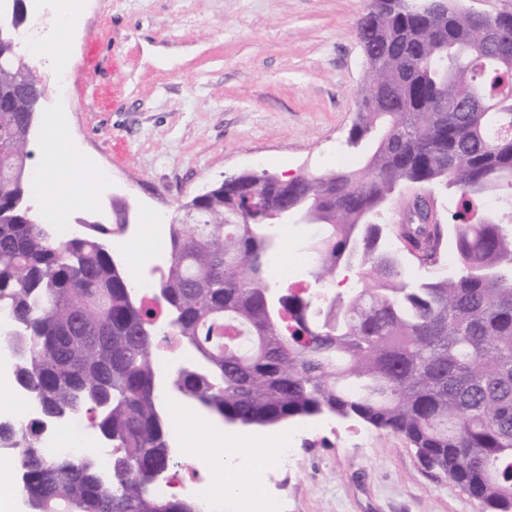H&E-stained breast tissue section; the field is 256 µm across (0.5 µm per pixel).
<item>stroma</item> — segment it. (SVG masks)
Instances as JSON below:
<instances>
[{
	"label": "stroma",
	"mask_w": 512,
	"mask_h": 512,
	"mask_svg": "<svg viewBox=\"0 0 512 512\" xmlns=\"http://www.w3.org/2000/svg\"><path fill=\"white\" fill-rule=\"evenodd\" d=\"M370 0H80L71 12L74 61L35 69L46 98L29 144L45 149L49 116L69 133L80 172L109 179L89 202L46 207L40 219L73 231L77 217L109 224L123 198L136 224H169L178 206L225 173L264 168L297 176L351 169L345 145L365 82L356 24ZM107 87L101 100L89 84ZM274 490L288 512H483L427 468L402 436L334 417L311 420Z\"/></svg>",
	"instance_id": "1"
}]
</instances>
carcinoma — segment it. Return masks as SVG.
<instances>
[{"instance_id":"carcinoma-1","label":"carcinoma","mask_w":512,"mask_h":512,"mask_svg":"<svg viewBox=\"0 0 512 512\" xmlns=\"http://www.w3.org/2000/svg\"><path fill=\"white\" fill-rule=\"evenodd\" d=\"M371 0L357 25L366 81L348 146L357 169L298 175L284 187L242 173L194 203L199 224L176 213L170 249L151 295H139L109 238L89 224L60 243L27 205L31 94L44 89L22 57L23 0L0 15V308L13 330L20 386L38 417L0 420V450L17 458L29 512H201L160 500L155 475L182 463L170 448L161 377L211 417L275 426L322 415L359 418L403 435L485 512H512V28L488 44L459 0ZM313 212L306 276L331 285L358 270L346 295L320 302L280 287L267 267L281 224L255 206ZM457 191L448 223L455 269L412 278L402 251L437 262L442 227L413 221L390 243L372 221L399 186ZM193 352L163 372L154 347ZM78 412L114 449L103 480L96 452L41 453L45 426Z\"/></svg>"}]
</instances>
